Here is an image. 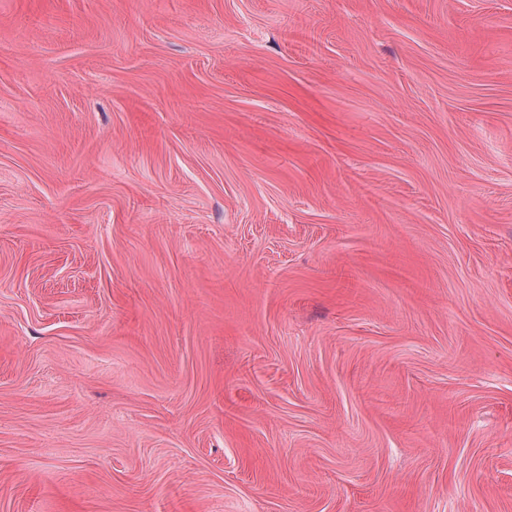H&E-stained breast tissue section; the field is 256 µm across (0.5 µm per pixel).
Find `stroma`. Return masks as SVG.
<instances>
[{
  "instance_id": "35a3bbf8",
  "label": "stroma",
  "mask_w": 512,
  "mask_h": 512,
  "mask_svg": "<svg viewBox=\"0 0 512 512\" xmlns=\"http://www.w3.org/2000/svg\"><path fill=\"white\" fill-rule=\"evenodd\" d=\"M0 512H512V0H0Z\"/></svg>"
}]
</instances>
